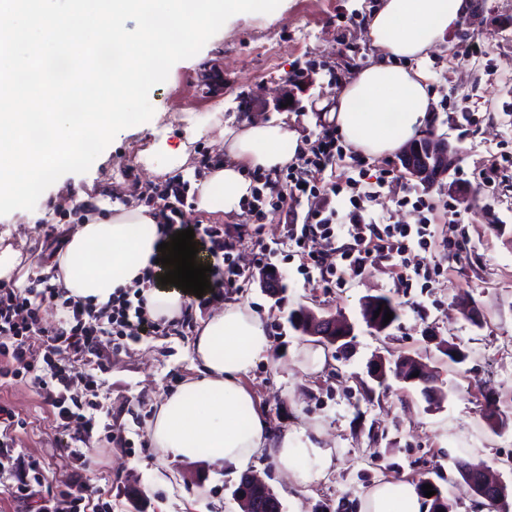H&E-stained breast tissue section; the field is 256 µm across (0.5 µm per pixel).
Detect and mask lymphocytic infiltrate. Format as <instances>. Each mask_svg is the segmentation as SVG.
<instances>
[{"label":"lymphocytic infiltrate","instance_id":"1","mask_svg":"<svg viewBox=\"0 0 512 512\" xmlns=\"http://www.w3.org/2000/svg\"><path fill=\"white\" fill-rule=\"evenodd\" d=\"M340 141L341 136L336 131H325L309 153L298 155L288 166L286 176L257 171L252 178L271 189L277 187L280 179H288L292 194L301 195L308 169L324 172L341 156ZM385 182L382 174L356 182V192L349 198L351 208L343 215L333 206L303 217L298 212H290L288 237L292 242L311 237L322 238L325 242L323 252L310 257L312 266L321 276L342 282L358 275L369 260L383 258L407 280L430 279L432 268L412 256L414 249L428 248L432 236L429 224L384 225L368 213V203L375 199ZM61 294V289L39 277L23 289H0V385L28 378L45 390L47 402L62 426L72 430L75 440L72 453L80 459L99 430V405L93 399L77 401L71 389L79 384L85 391H94L97 382L92 372L102 368L105 358L100 347L102 337L111 334L114 327L128 326L130 321L147 322L149 314L144 298H132L127 290L113 295L99 308L64 299L59 327L46 331L40 325L39 308L43 301L61 297ZM37 343L48 353L63 352L69 359L82 361L86 372L75 373L68 362H51L41 372H34L27 355Z\"/></svg>","mask_w":512,"mask_h":512}]
</instances>
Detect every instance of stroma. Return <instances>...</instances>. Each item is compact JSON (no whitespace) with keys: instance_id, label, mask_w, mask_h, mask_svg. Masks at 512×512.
<instances>
[{"instance_id":"stroma-1","label":"stroma","mask_w":512,"mask_h":512,"mask_svg":"<svg viewBox=\"0 0 512 512\" xmlns=\"http://www.w3.org/2000/svg\"><path fill=\"white\" fill-rule=\"evenodd\" d=\"M382 0H281L271 13L232 16L194 57L177 62L166 82L149 98L161 117L152 128L116 135L83 174L63 177L70 195L46 189L35 207L41 218L11 212L0 216V236L21 254V273H32L64 227L81 223L84 206L78 190L94 183L111 200L142 206L158 200L169 180L185 189L175 230L193 229L194 240L209 246L206 229L221 228L233 247L215 262L211 291L197 299L200 315L235 297L263 315L271 349L244 377L255 406L272 430L307 420L320 424L336 467L323 479L292 486L268 457L256 467L273 488L282 512H359L363 492L379 481L426 475L452 502L453 512H479L458 474L456 461L480 465L512 484V168L501 170L494 184L481 176L512 154V0H477L476 9L440 45L410 67L431 75L436 134L459 148L460 159L442 184L425 196L434 204L428 250L423 261L438 265L427 286H406L386 261L368 263L361 274L336 287H325L318 272L302 273L305 258L288 239L285 215L306 214L322 206L314 193L301 201L270 194L261 218L247 210L215 221L198 214L190 189L198 170L211 157L219 129L209 121L219 113L228 127L256 116L293 119L305 143L325 130L313 113L316 100L335 95L330 73L355 76L373 53L364 34L369 12ZM290 101L285 111L266 109L273 97ZM158 141L169 147L188 143L187 167L147 179L145 150ZM387 172L388 181L368 210L384 224H418L420 210L400 200L417 183L406 175L398 154L344 157L329 167L323 181L346 186L359 172ZM282 273V290L269 296L249 280L261 257ZM235 287H226L229 270ZM385 295L400 305L398 321L375 334L362 320L361 302ZM476 305L481 323L460 308ZM308 306L345 314L354 338L344 349L329 348L333 360L324 371H303L310 337L289 322L293 310ZM193 324L162 334L148 324L134 337L103 341L107 353L98 375L102 423L111 439L87 448L85 460L71 456L72 433L61 426L43 393L30 380L0 386V405L17 420L12 449L39 462L46 482L43 494H55L62 482L76 480L83 465L96 472L85 489L91 498L110 502L112 512H135L137 497L146 512H241L233 496L239 480L223 468L160 459L148 430L163 393L192 375ZM450 343L466 358L449 361L442 346ZM393 361L416 357L436 371L435 386L444 396L430 405L420 390L391 382L381 388L369 374L378 357ZM494 392L507 420L495 432L484 418V394Z\"/></svg>"}]
</instances>
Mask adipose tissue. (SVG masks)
I'll use <instances>...</instances> for the list:
<instances>
[{
	"instance_id": "adipose-tissue-1",
	"label": "adipose tissue",
	"mask_w": 512,
	"mask_h": 512,
	"mask_svg": "<svg viewBox=\"0 0 512 512\" xmlns=\"http://www.w3.org/2000/svg\"><path fill=\"white\" fill-rule=\"evenodd\" d=\"M475 8V0H383L365 21L374 47L369 63L337 96L318 103L323 122L353 150L368 155L393 153L420 137L434 121L429 75L400 61L426 55ZM303 148L300 133L284 117L254 118L239 129L221 131L212 160L194 184L196 211H239L252 193L246 170H280ZM161 222L158 211L119 203L105 218L87 212L84 223L64 229L43 271L73 301L100 307L117 290L135 288L151 318L180 319L193 313L192 295L142 279L149 268L158 276L166 272L158 263ZM192 345L196 377L161 397L149 429L150 442L162 457L217 464L239 476L265 454L297 484L333 466V451L323 446L319 425L274 432L253 406L242 380L270 349L257 312L243 302L224 301L218 311L197 318ZM421 510L416 486L407 480L378 483L361 498L360 512Z\"/></svg>"
}]
</instances>
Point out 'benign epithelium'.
I'll return each mask as SVG.
<instances>
[{
  "label": "benign epithelium",
  "instance_id": "1",
  "mask_svg": "<svg viewBox=\"0 0 512 512\" xmlns=\"http://www.w3.org/2000/svg\"><path fill=\"white\" fill-rule=\"evenodd\" d=\"M459 160L457 148L450 145L448 140L434 132L428 134L424 140H414L401 150L399 161L407 175L419 184L431 188L442 183L448 177ZM249 277L259 282L270 295L277 294L280 288V275L278 271L266 268L257 273H250ZM298 332L303 336L322 339L329 347L339 344L353 335L354 326L341 321L336 316L317 314L311 308L304 306L296 311L293 317ZM407 366L411 371L419 372V376L411 378V382L420 387L427 388L434 393L432 383L434 376L425 362L417 358H406ZM474 496L489 503L503 505L506 500L507 484L494 481L482 471L470 467L465 477ZM236 499L242 506V512H269L277 507L273 489L253 474H246L236 492Z\"/></svg>",
  "mask_w": 512,
  "mask_h": 512
}]
</instances>
